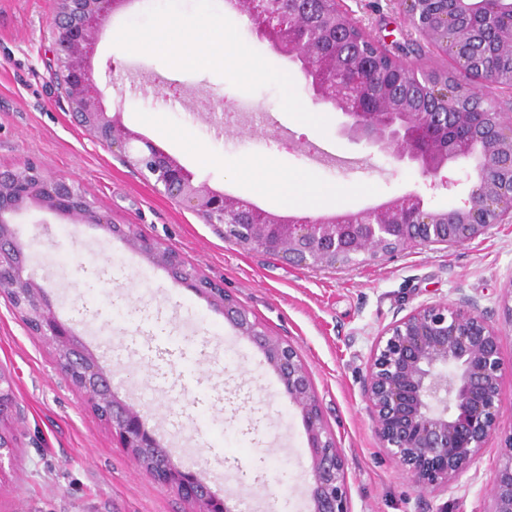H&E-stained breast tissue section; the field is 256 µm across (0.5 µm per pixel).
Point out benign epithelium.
Returning <instances> with one entry per match:
<instances>
[{"mask_svg": "<svg viewBox=\"0 0 512 512\" xmlns=\"http://www.w3.org/2000/svg\"><path fill=\"white\" fill-rule=\"evenodd\" d=\"M48 22L66 96L78 124L124 163L140 170L166 197L224 225L226 240L261 250L306 268H353L413 246L465 244L497 224L512 223V84L498 90L509 95L494 103L492 113L470 112L463 120L450 112H362L356 87L362 76L336 79V68L306 54L301 68L315 100L329 103L344 116L339 133L415 166L431 192L453 193L461 184L467 194L452 207L429 206L422 193L409 192L357 212L318 217L268 214L259 219L256 206L197 183L173 157L126 128L119 114L102 104L90 58L101 21L127 0H55ZM438 3L439 8L429 7ZM242 13H259L264 23L255 33L279 54L280 0H234ZM409 24H425L438 37L460 70L457 32L471 24L480 0H403ZM294 46L313 39L299 18L288 19ZM439 99L468 97L473 91L448 88L441 80L416 78ZM37 208L75 224L100 229L124 240L153 265L224 314L239 333L264 354L289 403L302 416L312 462L311 512H352L345 457L325 420L306 366L295 348L270 335L233 295L203 277L161 242L137 234L90 201L79 185L46 175L35 163L0 169V296H5L27 330L47 341L62 370L88 398L93 411L107 421L122 447L136 460L150 459L153 478L177 491L195 512H235L213 495L201 471L184 470L161 447L140 410L117 398L95 358L79 345L43 289L24 275L27 256L14 224L22 212ZM504 361L501 332L477 300L462 296L451 302H424L394 319L376 336L367 370L365 393L374 432L380 443L423 491L446 492L473 464L486 441L499 429L497 402ZM23 411L9 375L0 369V473L4 458L16 449L14 432ZM486 512H512V428L491 478Z\"/></svg>", "mask_w": 512, "mask_h": 512, "instance_id": "benign-epithelium-1", "label": "benign epithelium"}]
</instances>
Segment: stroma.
<instances>
[{
  "instance_id": "35a3bbf8",
  "label": "stroma",
  "mask_w": 512,
  "mask_h": 512,
  "mask_svg": "<svg viewBox=\"0 0 512 512\" xmlns=\"http://www.w3.org/2000/svg\"><path fill=\"white\" fill-rule=\"evenodd\" d=\"M367 35L400 47L405 64L450 58L412 29L400 0H343ZM55 0H0V167L35 161L74 182L113 223L177 250L186 265L234 295L306 365L325 419L347 462L352 512H486L490 480L512 428V324L501 304L512 290V224L463 245L416 246L355 268H302L226 241L224 228L158 193L77 124L56 81L47 21ZM206 34L208 63L118 48V32L151 28L167 11ZM228 32L210 31L209 17ZM262 65L236 79L225 43ZM93 71L107 111L176 158L195 180L271 213L290 209L249 192L226 167L277 157L281 169L344 191L318 213L357 211L413 190L423 179L389 154L338 135V110L315 103L295 64L258 40L224 0H129L103 23ZM176 86L180 101L161 107ZM220 161L206 164L197 147ZM26 273L60 320L139 406L174 462L196 461L211 490L251 512H308L311 461L303 420L263 353L205 300L125 241L39 209L15 226ZM475 298L501 333L500 433L486 442L449 493L423 492L374 434L364 381L376 336L423 302ZM0 369L25 418L17 453L0 476V512H192L121 448L111 427L0 297ZM166 378L155 391L153 372Z\"/></svg>"
}]
</instances>
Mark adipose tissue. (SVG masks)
I'll return each instance as SVG.
<instances>
[{
	"instance_id": "1",
	"label": "adipose tissue",
	"mask_w": 512,
	"mask_h": 512,
	"mask_svg": "<svg viewBox=\"0 0 512 512\" xmlns=\"http://www.w3.org/2000/svg\"><path fill=\"white\" fill-rule=\"evenodd\" d=\"M174 32L180 33L183 41L186 42L195 38L193 27L186 25L179 16L169 14L160 18L149 32L135 36L125 32L121 34L120 39L124 42L133 40L156 49L167 50L172 46L170 35ZM229 173L257 194L294 203L302 210L309 209L336 194L335 189L313 185L308 175L281 173L276 163L272 161L259 167L248 164L239 165L230 168Z\"/></svg>"
}]
</instances>
